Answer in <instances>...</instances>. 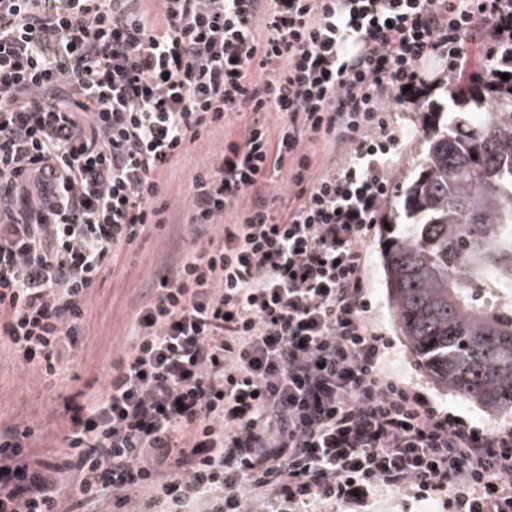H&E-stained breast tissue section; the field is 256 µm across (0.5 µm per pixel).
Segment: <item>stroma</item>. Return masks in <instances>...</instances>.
I'll list each match as a JSON object with an SVG mask.
<instances>
[{"instance_id":"stroma-1","label":"stroma","mask_w":512,"mask_h":512,"mask_svg":"<svg viewBox=\"0 0 512 512\" xmlns=\"http://www.w3.org/2000/svg\"><path fill=\"white\" fill-rule=\"evenodd\" d=\"M448 85L438 82L419 104L393 113V122L406 133L402 152L394 163L397 178H409L416 173L427 135L423 114L429 111L431 103L443 101ZM242 131L241 120L227 115L224 127L203 130L199 140L172 166L169 186L163 194L169 205L166 224L153 236L140 238L124 250L118 264L108 270L94 290L87 304L84 332L78 346L62 364V377L44 374L41 368L21 364L9 355L0 356V427H32L34 434L29 445L36 455L62 447L61 419L66 397L87 384L99 386L104 383L113 361L122 353L131 318L145 287L161 267L183 257L189 250L183 230L191 211V183L222 153L225 142L238 139ZM382 248V230L377 227L367 244L363 281L371 303L370 321L386 344V372L440 410L472 425L493 431L512 424V415L483 410L443 390L418 364L388 301Z\"/></svg>"}]
</instances>
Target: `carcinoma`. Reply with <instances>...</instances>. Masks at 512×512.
Instances as JSON below:
<instances>
[{
  "mask_svg": "<svg viewBox=\"0 0 512 512\" xmlns=\"http://www.w3.org/2000/svg\"><path fill=\"white\" fill-rule=\"evenodd\" d=\"M427 122L419 172L398 182L382 221L391 306L440 386L512 415V304L495 294L512 285V79L431 104Z\"/></svg>",
  "mask_w": 512,
  "mask_h": 512,
  "instance_id": "1",
  "label": "carcinoma"
}]
</instances>
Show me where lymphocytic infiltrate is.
Listing matches in <instances>:
<instances>
[{
  "label": "lymphocytic infiltrate",
  "instance_id": "f902f5d3",
  "mask_svg": "<svg viewBox=\"0 0 512 512\" xmlns=\"http://www.w3.org/2000/svg\"><path fill=\"white\" fill-rule=\"evenodd\" d=\"M158 10L157 27L143 0H0V351L24 364L60 370L104 270L164 224L172 163L244 122L192 182L189 224L210 235L158 270L104 384L69 397L64 449L36 458L31 427L0 429V512H246L250 493L322 512L382 487L512 512V427L467 425L385 372L362 276L403 143L391 113L433 61L456 69L470 30L512 71V0Z\"/></svg>",
  "mask_w": 512,
  "mask_h": 512
}]
</instances>
